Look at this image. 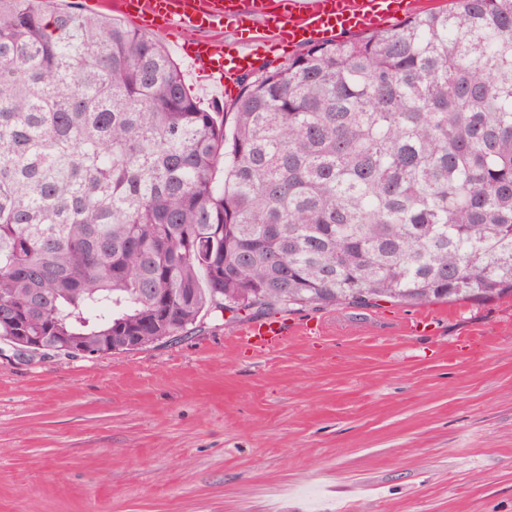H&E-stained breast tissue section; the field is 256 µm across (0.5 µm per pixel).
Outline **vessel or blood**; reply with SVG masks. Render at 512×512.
Returning a JSON list of instances; mask_svg holds the SVG:
<instances>
[{
  "mask_svg": "<svg viewBox=\"0 0 512 512\" xmlns=\"http://www.w3.org/2000/svg\"><path fill=\"white\" fill-rule=\"evenodd\" d=\"M114 8L137 25L163 34L186 36L185 53L193 71L224 90L261 57L262 44L327 42L387 22L398 0H114ZM250 24L260 36L230 42L222 29ZM241 339L255 349H273L288 338L284 322L269 320L244 327Z\"/></svg>",
  "mask_w": 512,
  "mask_h": 512,
  "instance_id": "vessel-or-blood-1",
  "label": "vessel or blood"
}]
</instances>
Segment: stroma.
Here are the masks:
<instances>
[{
  "label": "stroma",
  "instance_id": "35a3bbf8",
  "mask_svg": "<svg viewBox=\"0 0 512 512\" xmlns=\"http://www.w3.org/2000/svg\"><path fill=\"white\" fill-rule=\"evenodd\" d=\"M249 312L127 354L0 356V512H512V294ZM240 336L246 344L266 351L288 340V327L281 321H263L247 325L240 332Z\"/></svg>",
  "mask_w": 512,
  "mask_h": 512
}]
</instances>
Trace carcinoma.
Returning a JSON list of instances; mask_svg holds the SVG:
<instances>
[{
	"instance_id": "1",
	"label": "carcinoma",
	"mask_w": 512,
	"mask_h": 512,
	"mask_svg": "<svg viewBox=\"0 0 512 512\" xmlns=\"http://www.w3.org/2000/svg\"><path fill=\"white\" fill-rule=\"evenodd\" d=\"M511 292L512 0L310 43L228 112L118 18L0 0V342L29 359Z\"/></svg>"
}]
</instances>
